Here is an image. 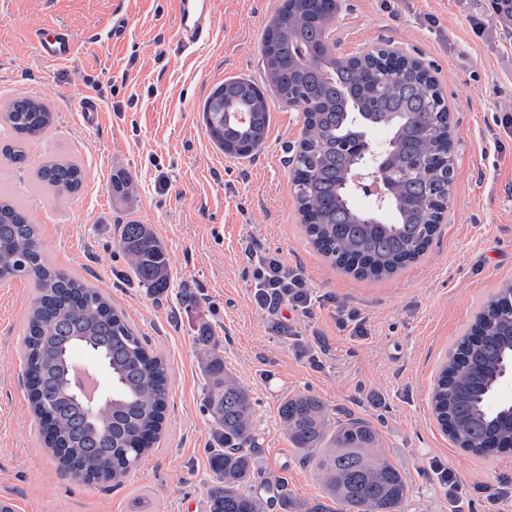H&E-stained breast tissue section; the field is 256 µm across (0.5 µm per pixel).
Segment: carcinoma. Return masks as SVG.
<instances>
[{
    "mask_svg": "<svg viewBox=\"0 0 512 512\" xmlns=\"http://www.w3.org/2000/svg\"><path fill=\"white\" fill-rule=\"evenodd\" d=\"M335 16L313 0H288L263 36L262 64L278 98L296 96L302 106L291 191L309 242L337 268L380 279L422 256L437 220L448 211L454 181L450 110L435 78L407 59L394 68L377 52L328 53L324 37ZM224 85L234 95L230 112L247 119V140L262 147L270 125L265 94L245 78ZM203 118L221 150L240 140L234 117H221L208 101ZM0 120L17 136L0 154L17 162L24 158V141L45 133L54 114L40 100L17 97L4 106ZM375 127L387 131L377 151L387 159L388 187L384 199L364 210L355 204L350 183L359 156L344 144ZM36 177L60 194L74 193L83 172L70 159L49 157ZM119 245L139 284L163 293L169 257L152 229L123 224ZM14 278L35 288L22 346L23 376L45 446L73 478L121 483L164 430L166 360L147 348L124 312L97 288L54 267L42 251L37 224L0 195V282ZM196 341L204 403L218 443L210 449V512H266L261 497L244 491L252 474L244 448L255 446L252 398L224 367L220 342L207 322L200 323ZM77 350L91 354V367L107 379L93 403L71 379ZM511 361L512 284L476 313L448 351L432 389L438 421L473 455L489 454L487 441H508L500 428L508 409H490L482 392L494 390L500 368ZM278 413L288 439L325 487V496L303 503V512H401L406 479L377 452L380 437L369 422L349 414L333 421L321 400L305 394L285 399Z\"/></svg>",
    "mask_w": 512,
    "mask_h": 512,
    "instance_id": "obj_1",
    "label": "carcinoma"
}]
</instances>
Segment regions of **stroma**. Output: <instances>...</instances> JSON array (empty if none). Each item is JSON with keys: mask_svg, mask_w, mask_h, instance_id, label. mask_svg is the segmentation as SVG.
Masks as SVG:
<instances>
[{"mask_svg": "<svg viewBox=\"0 0 512 512\" xmlns=\"http://www.w3.org/2000/svg\"><path fill=\"white\" fill-rule=\"evenodd\" d=\"M284 0H214V36L201 48L175 38L170 0H0V108L15 96L42 99L53 126L29 139L26 159L0 157V191L39 227L54 266L95 284L169 368L166 428L120 485L86 484L59 471L33 425L20 380V348L33 302L24 279L0 283V496L14 512H209L212 417L195 336L207 321L224 343V364L248 390L256 442L247 485L265 494L283 479L298 512L322 493L311 463L285 434L278 408L313 395L329 412L352 414L379 432L381 450L409 487L405 512H448L445 488L428 465L466 475L462 512H512V452L476 457L458 448L430 407L435 376L477 310L512 283V136L494 145L493 122L512 113V25L490 0H339L340 52L393 44L437 78L453 112L455 179L448 213L420 260L392 277L357 279L308 244L291 194L288 164L303 114L269 96L267 140L254 159L224 155L209 139L203 106L230 77L264 83L260 40ZM125 17L113 33L114 15ZM48 25L67 27L79 51L45 61L35 43ZM94 97L96 126L83 103ZM77 161L79 191L41 187L35 170L50 156ZM132 177L136 192L112 189ZM149 225L165 244L169 288L155 295L127 267L118 225ZM300 268L311 314L255 302L247 252ZM347 306L364 335L336 325Z\"/></svg>", "mask_w": 512, "mask_h": 512, "instance_id": "35a3bbf8", "label": "stroma"}]
</instances>
